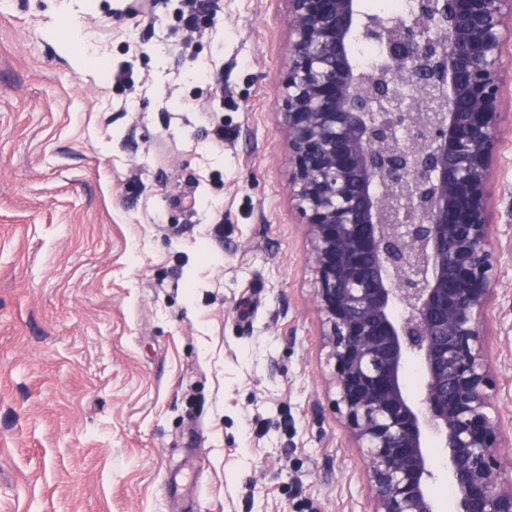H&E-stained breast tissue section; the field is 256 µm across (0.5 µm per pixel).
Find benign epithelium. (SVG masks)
<instances>
[{"label": "benign epithelium", "instance_id": "obj_1", "mask_svg": "<svg viewBox=\"0 0 512 512\" xmlns=\"http://www.w3.org/2000/svg\"><path fill=\"white\" fill-rule=\"evenodd\" d=\"M288 185L310 246L336 410L367 448L370 512H512L484 323L505 260L491 179L512 100V0H285ZM359 42L389 62L366 70ZM418 366L410 387L406 369Z\"/></svg>", "mask_w": 512, "mask_h": 512}]
</instances>
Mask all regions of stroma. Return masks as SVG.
I'll use <instances>...</instances> for the list:
<instances>
[{
    "label": "stroma",
    "mask_w": 512,
    "mask_h": 512,
    "mask_svg": "<svg viewBox=\"0 0 512 512\" xmlns=\"http://www.w3.org/2000/svg\"><path fill=\"white\" fill-rule=\"evenodd\" d=\"M210 2L0 9V512L369 510L289 201L286 8ZM486 329L512 417V268Z\"/></svg>",
    "instance_id": "35a3bbf8"
}]
</instances>
